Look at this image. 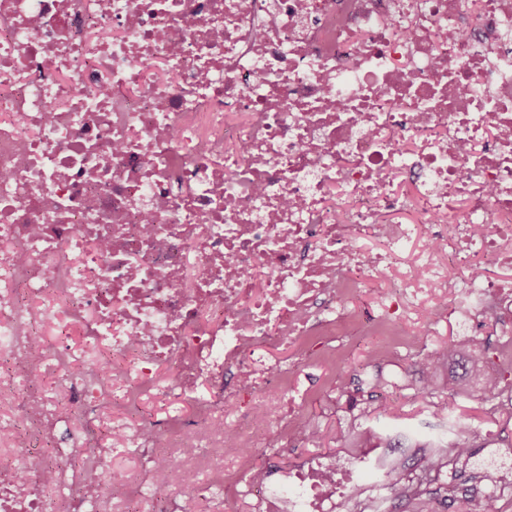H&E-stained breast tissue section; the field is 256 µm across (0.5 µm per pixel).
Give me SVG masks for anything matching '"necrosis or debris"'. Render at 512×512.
I'll use <instances>...</instances> for the list:
<instances>
[{
    "instance_id": "obj_1",
    "label": "necrosis or debris",
    "mask_w": 512,
    "mask_h": 512,
    "mask_svg": "<svg viewBox=\"0 0 512 512\" xmlns=\"http://www.w3.org/2000/svg\"><path fill=\"white\" fill-rule=\"evenodd\" d=\"M466 300L512 335V0H0V512H185L203 445L236 462L218 512L381 498L352 454L251 475L311 435L269 358L339 363ZM65 314L78 369L42 335ZM163 364L154 399L190 413L137 426L142 469L31 451L63 420L47 378L122 411Z\"/></svg>"
}]
</instances>
